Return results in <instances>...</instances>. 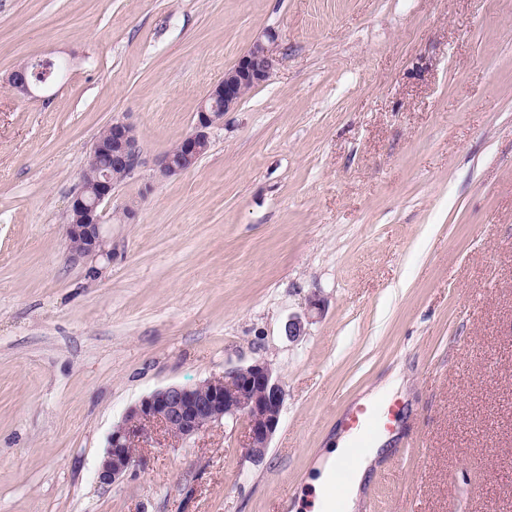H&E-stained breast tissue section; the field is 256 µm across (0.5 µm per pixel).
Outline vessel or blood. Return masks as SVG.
Wrapping results in <instances>:
<instances>
[{"label":"vessel or blood","instance_id":"1","mask_svg":"<svg viewBox=\"0 0 512 512\" xmlns=\"http://www.w3.org/2000/svg\"><path fill=\"white\" fill-rule=\"evenodd\" d=\"M390 411L385 402L355 408L346 420L349 441L344 452L345 463L333 475L334 483L343 484L351 478V465L372 447L378 434L386 429Z\"/></svg>","mask_w":512,"mask_h":512}]
</instances>
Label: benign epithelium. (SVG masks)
<instances>
[{"label": "benign epithelium", "instance_id": "benign-epithelium-1", "mask_svg": "<svg viewBox=\"0 0 512 512\" xmlns=\"http://www.w3.org/2000/svg\"><path fill=\"white\" fill-rule=\"evenodd\" d=\"M54 63L49 57L32 62L34 72L43 74L40 82L31 79L29 68L15 69L8 77L9 87L19 95L35 96L47 86ZM271 67L266 46L255 42L202 99L193 130L178 141L176 151L155 159L156 176L168 179L192 168L210 146L211 130L224 123V114L234 109L249 90L268 80ZM104 158L109 160L107 171L101 170ZM147 164L136 126L123 119L112 121L108 138L96 140L89 153L86 170L96 171V178L89 185L80 184L69 203V260L109 255L101 228L116 187L112 171L130 178ZM285 396L280 376L262 359L228 367L198 387L172 385L157 389L130 408L113 429L97 482L103 487L120 482L135 465V450L144 442L186 441L220 421L234 430L242 429L247 455L260 463L278 428Z\"/></svg>", "mask_w": 512, "mask_h": 512}]
</instances>
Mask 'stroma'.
Segmentation results:
<instances>
[{
  "label": "stroma",
  "mask_w": 512,
  "mask_h": 512,
  "mask_svg": "<svg viewBox=\"0 0 512 512\" xmlns=\"http://www.w3.org/2000/svg\"><path fill=\"white\" fill-rule=\"evenodd\" d=\"M257 41L270 77L208 152L126 179L135 223L69 261L99 132L163 154ZM43 56L63 78L16 95ZM256 359L286 390L261 463L218 423L98 485L142 398ZM396 370L356 512H512V0H0V512H312ZM55 60L49 57L41 58L30 63L35 73H43L41 82L33 81L30 76L29 68L22 67L15 69L8 77V85L17 94L25 97H33L38 91L47 86V79L52 75ZM60 75L53 74L49 79L52 84Z\"/></svg>",
  "instance_id": "35a3bbf8"
}]
</instances>
